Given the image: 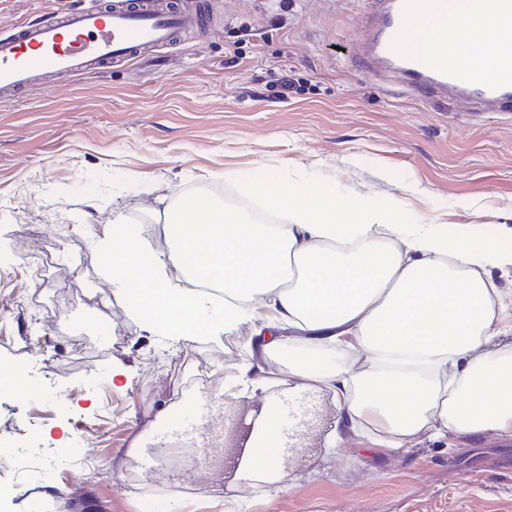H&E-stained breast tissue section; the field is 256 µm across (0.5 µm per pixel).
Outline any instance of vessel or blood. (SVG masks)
I'll return each instance as SVG.
<instances>
[{
  "label": "vessel or blood",
  "instance_id": "vessel-or-blood-1",
  "mask_svg": "<svg viewBox=\"0 0 512 512\" xmlns=\"http://www.w3.org/2000/svg\"><path fill=\"white\" fill-rule=\"evenodd\" d=\"M372 28L361 62L380 80H395L409 92L453 95L482 109L504 110L512 102V50L497 55L492 76L461 79L454 57L409 44V22L423 13L448 20L475 14L480 0H365ZM200 22L169 0H122L68 9L53 19L27 24L0 37V91L28 86L39 74L70 76L80 71L129 61L145 48L172 44L182 31Z\"/></svg>",
  "mask_w": 512,
  "mask_h": 512
}]
</instances>
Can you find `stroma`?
Returning a JSON list of instances; mask_svg holds the SVG:
<instances>
[{
    "mask_svg": "<svg viewBox=\"0 0 512 512\" xmlns=\"http://www.w3.org/2000/svg\"><path fill=\"white\" fill-rule=\"evenodd\" d=\"M68 2L0 0V36ZM185 3L201 5L205 26L170 47L0 94V364L28 381L0 395V438L50 455L35 475L40 497L12 499L0 486V507L512 512L511 436L425 432L385 447L332 393L295 388L291 354L251 352L253 321L190 342L146 330L94 245L112 223L138 225L155 269L168 270L171 211L195 196L235 202L252 219L262 206L247 186L259 179L327 183L344 201L392 196L414 224L511 229L512 112H474L370 76L358 55L362 0ZM285 73L299 89L283 97ZM245 364L267 381L251 398L234 384ZM167 403L203 446L223 419L258 418L268 404L298 435L268 477L219 486L203 467L176 476L157 462Z\"/></svg>",
    "mask_w": 512,
    "mask_h": 512,
    "instance_id": "obj_1",
    "label": "stroma"
}]
</instances>
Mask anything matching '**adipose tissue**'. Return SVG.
Returning <instances> with one entry per match:
<instances>
[{
    "mask_svg": "<svg viewBox=\"0 0 512 512\" xmlns=\"http://www.w3.org/2000/svg\"><path fill=\"white\" fill-rule=\"evenodd\" d=\"M497 4L488 0L475 21L450 31L443 51L463 73L492 70L502 48ZM251 190L288 223L254 224L186 199L168 226L171 274L154 271L134 226L117 230L119 246L103 241L113 283L151 332L216 336L253 318L248 345L264 353L294 329V379L333 392L349 418L384 431L390 448L426 430L512 435V310L487 276L512 267V244L477 224L409 223L392 197L342 202L331 187L304 182L258 180ZM174 276L185 287H171ZM200 282L223 288V298L196 291ZM328 347L349 348L351 360L330 362ZM275 421L266 407L251 472L278 467Z\"/></svg>",
    "mask_w": 512,
    "mask_h": 512,
    "instance_id": "ef3b65f1",
    "label": "adipose tissue"
}]
</instances>
